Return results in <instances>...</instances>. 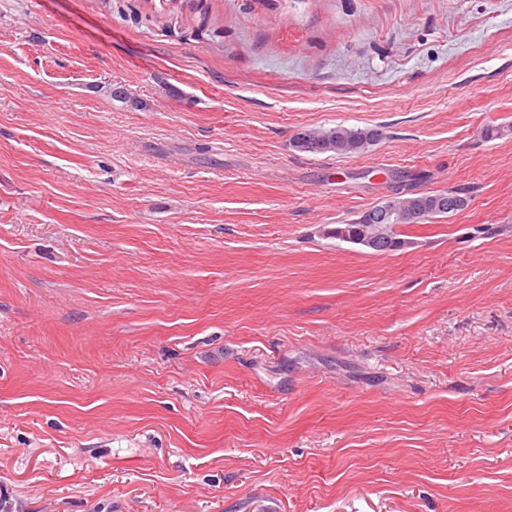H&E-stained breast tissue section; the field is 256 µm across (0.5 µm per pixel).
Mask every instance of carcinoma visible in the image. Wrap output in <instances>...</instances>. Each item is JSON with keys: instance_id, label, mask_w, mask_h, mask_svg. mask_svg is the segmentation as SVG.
<instances>
[{"instance_id": "carcinoma-1", "label": "carcinoma", "mask_w": 512, "mask_h": 512, "mask_svg": "<svg viewBox=\"0 0 512 512\" xmlns=\"http://www.w3.org/2000/svg\"><path fill=\"white\" fill-rule=\"evenodd\" d=\"M385 137L384 127H348L339 124L328 129H302L293 138V148L301 153L336 154L339 156L363 154ZM468 204L466 190L415 193L411 190L394 193L382 204L364 212L360 218L340 224L332 230L336 238L363 236L368 230L379 232L371 250L397 251L405 245L394 230L396 224L419 223L437 215L456 212Z\"/></svg>"}]
</instances>
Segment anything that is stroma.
<instances>
[{"instance_id": "stroma-1", "label": "stroma", "mask_w": 512, "mask_h": 512, "mask_svg": "<svg viewBox=\"0 0 512 512\" xmlns=\"http://www.w3.org/2000/svg\"><path fill=\"white\" fill-rule=\"evenodd\" d=\"M0 512H512V0H0ZM385 135L384 127L380 125L355 128L339 124L328 129H302L294 136L292 146L301 153L360 155ZM396 193L382 204L364 212L360 218L345 224H338L332 234L341 237L364 236L368 230L374 229L380 235L373 246H364L376 252L397 251L405 245L403 238L398 237L394 224H415L426 221L437 215L454 213L468 204L466 190L434 191L431 193H414L412 190ZM456 199L457 205L448 209V200Z\"/></svg>"}]
</instances>
